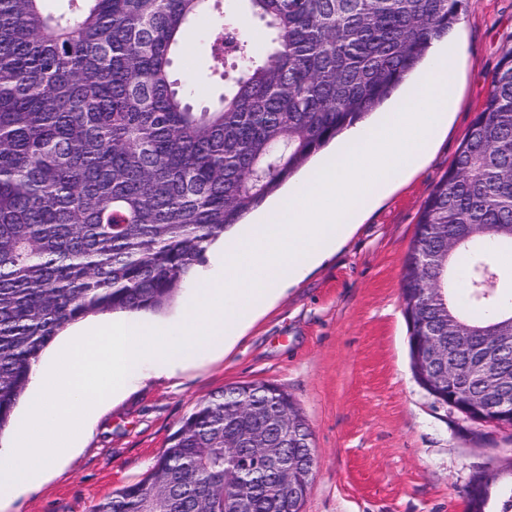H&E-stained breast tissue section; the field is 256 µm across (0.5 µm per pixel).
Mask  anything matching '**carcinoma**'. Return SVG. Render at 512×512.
Masks as SVG:
<instances>
[{
  "label": "carcinoma",
  "instance_id": "obj_1",
  "mask_svg": "<svg viewBox=\"0 0 512 512\" xmlns=\"http://www.w3.org/2000/svg\"><path fill=\"white\" fill-rule=\"evenodd\" d=\"M0 0V436L55 336L92 314L164 311L206 249L363 121L468 0H249L271 50L219 26L240 71L194 108L171 70L185 27L219 0ZM512 46L455 161L419 208L401 274L412 336L470 348L512 327ZM462 290L467 303L452 301ZM288 445H278L281 428ZM285 452L288 480L257 452ZM235 454L224 458V449ZM315 448L300 408L263 381L196 405L149 473L92 512H302ZM512 512V482L475 512Z\"/></svg>",
  "mask_w": 512,
  "mask_h": 512
}]
</instances>
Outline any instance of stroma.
Returning a JSON list of instances; mask_svg holds the SVG:
<instances>
[{
	"mask_svg": "<svg viewBox=\"0 0 512 512\" xmlns=\"http://www.w3.org/2000/svg\"><path fill=\"white\" fill-rule=\"evenodd\" d=\"M250 24L252 55L267 53L245 0H222L184 32L172 71L199 105L225 89L210 55L218 23ZM465 48L458 103L428 162L393 187L347 240L280 294L224 355L201 353L175 376L132 384L98 417L83 446L0 512H91L140 480L192 409L213 392L268 381L306 417L316 462L303 512H466L478 473L512 465V430L474 425L418 384L410 366L401 270L421 203L451 167L512 45V0H468L447 37Z\"/></svg>",
	"mask_w": 512,
	"mask_h": 512,
	"instance_id": "stroma-1",
	"label": "stroma"
}]
</instances>
